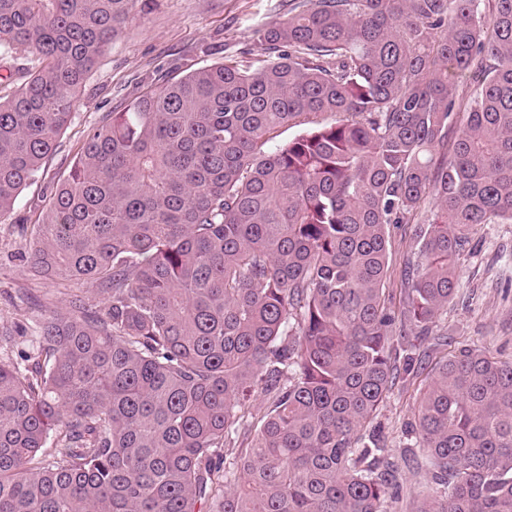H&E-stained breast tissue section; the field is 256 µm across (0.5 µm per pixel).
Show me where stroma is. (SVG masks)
Returning a JSON list of instances; mask_svg holds the SVG:
<instances>
[{
    "label": "stroma",
    "instance_id": "obj_1",
    "mask_svg": "<svg viewBox=\"0 0 512 512\" xmlns=\"http://www.w3.org/2000/svg\"><path fill=\"white\" fill-rule=\"evenodd\" d=\"M292 6V0H144L137 7L88 73L74 119L43 177L21 193L9 221L0 223L1 325L15 320L23 289H34L53 306L62 304L52 280L23 267L29 238L18 227L38 223L50 186L69 169L89 128L107 113L123 111L152 84L257 52L259 30L285 19ZM471 237L472 250L458 261V295L438 323L448 343L430 352L432 363L465 346L512 361V223L478 225ZM420 393L417 381L398 383L376 418L399 471L398 493L389 500L387 512H415L435 490L423 472L408 468L405 461V428Z\"/></svg>",
    "mask_w": 512,
    "mask_h": 512
}]
</instances>
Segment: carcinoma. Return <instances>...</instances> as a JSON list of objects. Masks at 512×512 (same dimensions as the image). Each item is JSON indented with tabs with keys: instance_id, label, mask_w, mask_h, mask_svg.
<instances>
[{
	"instance_id": "1",
	"label": "carcinoma",
	"mask_w": 512,
	"mask_h": 512,
	"mask_svg": "<svg viewBox=\"0 0 512 512\" xmlns=\"http://www.w3.org/2000/svg\"><path fill=\"white\" fill-rule=\"evenodd\" d=\"M138 2L0 0V222ZM258 40L108 113L52 185L30 267L67 306L0 327V512H387L363 427L471 229L512 223V0H300ZM430 204L397 308L390 227ZM407 433L437 485L417 512H512V364L438 365Z\"/></svg>"
}]
</instances>
